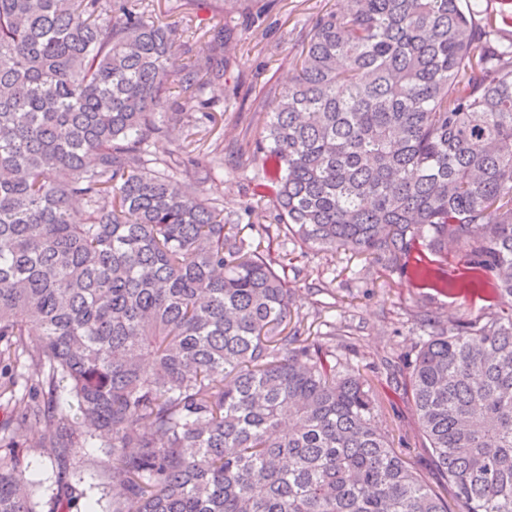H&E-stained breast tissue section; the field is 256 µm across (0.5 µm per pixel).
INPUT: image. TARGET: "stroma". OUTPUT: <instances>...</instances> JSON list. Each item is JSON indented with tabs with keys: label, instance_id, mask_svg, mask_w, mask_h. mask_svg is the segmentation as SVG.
<instances>
[{
	"label": "stroma",
	"instance_id": "stroma-1",
	"mask_svg": "<svg viewBox=\"0 0 512 512\" xmlns=\"http://www.w3.org/2000/svg\"><path fill=\"white\" fill-rule=\"evenodd\" d=\"M336 0H246L232 9L226 0H201L188 7L182 25L186 37H197L213 26L228 23L243 36L237 62L223 80L206 90L216 121L195 135L171 124L167 136L151 144L152 154L167 156L214 141L231 146L256 123L259 92L267 86H287L302 35L322 11ZM252 166L230 163L216 181L207 183L225 215L243 224L250 242H266L272 254L289 252L285 277L292 292L293 316L303 318L312 331L332 337L336 354L368 381L380 403V423L392 430L395 445L422 471L429 472V451L423 446L410 404L393 376L405 356L424 334V318L452 325L457 319L480 321L488 313L485 294L461 289L464 257L411 254L391 262L382 254L356 255L339 250L317 251L287 239L273 220L270 203H257ZM39 435L16 430L0 441V454H18L27 477L41 481V501H48L53 485L47 458L34 449Z\"/></svg>",
	"mask_w": 512,
	"mask_h": 512
}]
</instances>
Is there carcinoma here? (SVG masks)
Listing matches in <instances>:
<instances>
[{
  "instance_id": "obj_1",
  "label": "carcinoma",
  "mask_w": 512,
  "mask_h": 512,
  "mask_svg": "<svg viewBox=\"0 0 512 512\" xmlns=\"http://www.w3.org/2000/svg\"><path fill=\"white\" fill-rule=\"evenodd\" d=\"M479 0H352L319 13L252 141L285 236L322 251H460L492 283L484 320L433 326L405 372L445 497L376 420L336 350L292 321L288 283L194 184L224 149L147 158L171 122H215L228 26L193 66L130 0H0V366L80 505L88 441L106 512H512V42ZM179 81L201 111L164 112ZM0 456V512H41Z\"/></svg>"
}]
</instances>
